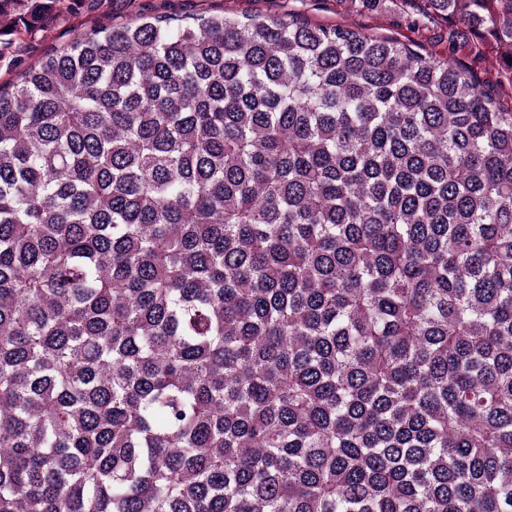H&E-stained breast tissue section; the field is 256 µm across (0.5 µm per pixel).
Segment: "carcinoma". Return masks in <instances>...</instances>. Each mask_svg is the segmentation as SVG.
I'll use <instances>...</instances> for the list:
<instances>
[{
	"label": "carcinoma",
	"mask_w": 512,
	"mask_h": 512,
	"mask_svg": "<svg viewBox=\"0 0 512 512\" xmlns=\"http://www.w3.org/2000/svg\"><path fill=\"white\" fill-rule=\"evenodd\" d=\"M456 51L161 14L10 64L0 512H512V61ZM505 53H507L505 46H494L483 60L474 61L473 56H468L464 52L458 53L457 60L463 68L470 69L472 65L482 78H491V73L498 69L499 60Z\"/></svg>",
	"instance_id": "carcinoma-1"
}]
</instances>
